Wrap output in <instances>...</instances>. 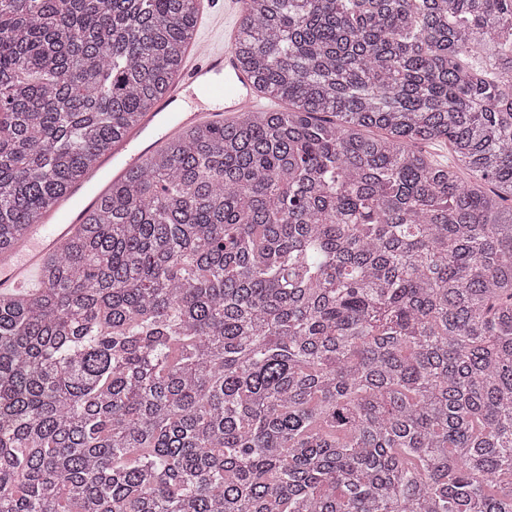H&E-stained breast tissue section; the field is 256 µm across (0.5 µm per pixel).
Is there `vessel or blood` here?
I'll list each match as a JSON object with an SVG mask.
<instances>
[{"label": "vessel or blood", "mask_w": 512, "mask_h": 512, "mask_svg": "<svg viewBox=\"0 0 512 512\" xmlns=\"http://www.w3.org/2000/svg\"><path fill=\"white\" fill-rule=\"evenodd\" d=\"M203 4L205 21L220 29L227 16L243 11L245 0H203ZM234 41L230 33L221 44L207 40L190 43L179 74L154 110L116 142L97 169L69 188L42 223L31 225L20 241L0 248V298L13 296L31 284L44 257L60 250L81 224L82 207L101 202L106 193L102 184L105 175L113 171L123 175L141 168L158 143L183 126L204 119L220 124L244 109L266 110V103L255 94L251 75L238 66ZM190 92L198 107H186L185 97Z\"/></svg>", "instance_id": "1"}]
</instances>
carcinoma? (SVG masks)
<instances>
[{
    "mask_svg": "<svg viewBox=\"0 0 512 512\" xmlns=\"http://www.w3.org/2000/svg\"><path fill=\"white\" fill-rule=\"evenodd\" d=\"M197 2L0 0V246L139 123ZM507 26L247 0L286 109L168 140L0 299V512H512Z\"/></svg>",
    "mask_w": 512,
    "mask_h": 512,
    "instance_id": "1",
    "label": "carcinoma"
}]
</instances>
